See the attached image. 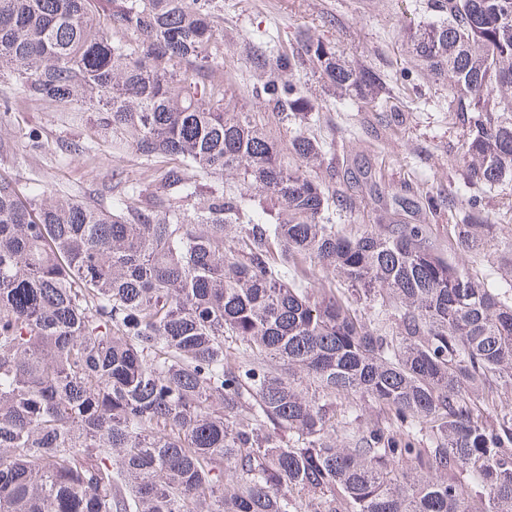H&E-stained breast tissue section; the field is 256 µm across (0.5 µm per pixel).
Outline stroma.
<instances>
[{
  "label": "stroma",
  "mask_w": 512,
  "mask_h": 512,
  "mask_svg": "<svg viewBox=\"0 0 512 512\" xmlns=\"http://www.w3.org/2000/svg\"><path fill=\"white\" fill-rule=\"evenodd\" d=\"M425 0H224V106L255 112L256 120L281 145L299 133L324 146V161L312 179L350 197L349 209L331 219L350 231L374 224H424L431 241L449 258L492 282L512 267V184L490 189L470 182L458 148L464 135L448 110V83L435 79L412 59L409 30L429 22ZM310 35L330 43L337 57L380 74L386 92L378 100L328 95L313 65L293 74L317 104L304 123L284 122L270 108H255L249 91L263 72L257 55L273 56ZM34 128L42 146L33 151L13 134ZM0 171L26 187L68 193L111 205L126 184L152 190L162 166L140 159L94 113L47 102L20 103L0 118ZM80 141L88 152L66 156L63 143ZM431 195L433 209L399 207L395 196ZM481 203L491 224L483 250L463 251L452 227L469 199Z\"/></svg>",
  "instance_id": "obj_1"
}]
</instances>
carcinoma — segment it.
<instances>
[{
    "mask_svg": "<svg viewBox=\"0 0 512 512\" xmlns=\"http://www.w3.org/2000/svg\"><path fill=\"white\" fill-rule=\"evenodd\" d=\"M223 11L0 0V77L21 98L180 159L107 209L0 173V512H512V298L425 224L325 220L351 200L305 174L323 146L284 150L224 110ZM426 11L409 39L448 80L468 177L512 183V0ZM306 61L330 90L383 88L306 37L262 63L254 105L305 120L290 75ZM489 232L474 206L455 225L469 252ZM345 394L384 420L336 406Z\"/></svg>",
    "mask_w": 512,
    "mask_h": 512,
    "instance_id": "obj_1",
    "label": "carcinoma"
}]
</instances>
